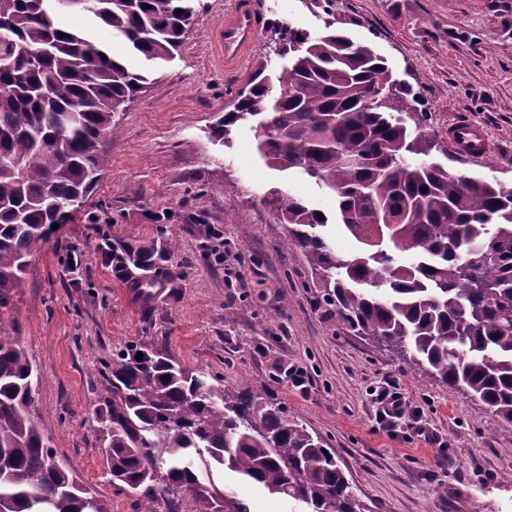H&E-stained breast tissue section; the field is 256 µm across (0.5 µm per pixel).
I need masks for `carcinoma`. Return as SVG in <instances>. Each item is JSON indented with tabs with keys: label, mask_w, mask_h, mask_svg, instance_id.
Listing matches in <instances>:
<instances>
[{
	"label": "carcinoma",
	"mask_w": 512,
	"mask_h": 512,
	"mask_svg": "<svg viewBox=\"0 0 512 512\" xmlns=\"http://www.w3.org/2000/svg\"><path fill=\"white\" fill-rule=\"evenodd\" d=\"M192 2L81 0L70 9L92 14L146 60L168 62ZM0 22V512H112L111 499L53 463L31 410L33 366L6 314L32 248L100 181L116 114L146 78L66 26L47 0H0ZM283 35L278 88L260 58L212 135L264 121L266 164L334 192L357 253L336 251L323 235L328 217L302 199L277 190L273 204L291 225L287 244L304 253L349 331L512 422V188L415 160L431 150L410 125L418 100L369 45L332 22L317 38L291 26ZM156 255L149 241L130 260L173 275ZM106 382L112 399L96 410L106 476L141 512H250L215 483V467L308 512H367L334 450L278 402L228 391L148 342L112 354Z\"/></svg>",
	"instance_id": "carcinoma-1"
}]
</instances>
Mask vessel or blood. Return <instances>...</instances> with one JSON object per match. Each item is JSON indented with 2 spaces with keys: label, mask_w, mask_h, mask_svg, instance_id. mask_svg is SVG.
<instances>
[{
  "label": "vessel or blood",
  "mask_w": 512,
  "mask_h": 512,
  "mask_svg": "<svg viewBox=\"0 0 512 512\" xmlns=\"http://www.w3.org/2000/svg\"><path fill=\"white\" fill-rule=\"evenodd\" d=\"M256 35L257 21L251 0H233L230 20L220 23L213 32L215 63L224 67L243 65L253 50ZM448 137L461 154L485 155L490 151L486 132L479 125H455L449 128Z\"/></svg>",
  "instance_id": "obj_1"
}]
</instances>
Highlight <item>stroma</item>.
<instances>
[{
    "instance_id": "1",
    "label": "stroma",
    "mask_w": 512,
    "mask_h": 512,
    "mask_svg": "<svg viewBox=\"0 0 512 512\" xmlns=\"http://www.w3.org/2000/svg\"><path fill=\"white\" fill-rule=\"evenodd\" d=\"M231 0H197L175 59L148 64L111 31L71 12L147 82L119 115L104 173L70 221L29 257L13 300L21 342L38 373L32 410L57 457L111 498L112 512H139L105 477L95 412L107 396L105 361L151 342L187 368L222 374L284 403L322 437L368 512H512V423L398 354L347 332L322 299L287 228L265 196L278 188L334 215L336 198L313 179L266 166L251 124L219 142L210 129L231 110L251 73L215 65V23ZM261 20L254 57H281L276 25L311 36L328 20L383 56L394 77L418 92L432 161L449 171L512 185V0H336L326 15L312 0H254ZM484 128L492 151L458 155L449 126ZM147 240L172 245L166 278L150 300L132 288L140 270L116 274L111 256ZM303 367L308 391L284 368ZM398 383L411 415L380 422L374 396ZM437 436L427 443L416 422ZM217 482L250 512H301L232 473Z\"/></svg>"
}]
</instances>
